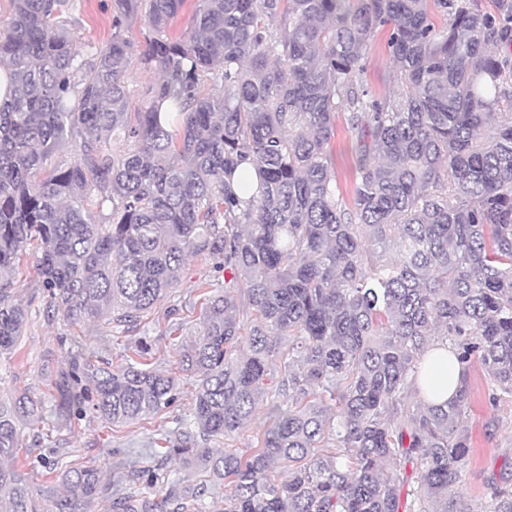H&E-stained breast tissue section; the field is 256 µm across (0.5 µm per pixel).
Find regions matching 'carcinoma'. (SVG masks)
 <instances>
[{
  "label": "carcinoma",
  "mask_w": 512,
  "mask_h": 512,
  "mask_svg": "<svg viewBox=\"0 0 512 512\" xmlns=\"http://www.w3.org/2000/svg\"><path fill=\"white\" fill-rule=\"evenodd\" d=\"M186 2L112 0L111 41L81 57L66 0H11L0 357L31 318L15 291L30 258L45 319L127 331L187 257L224 281L197 285L212 296L180 354L197 382L192 425L128 473L158 492H114L94 465L52 463L34 483L20 426L42 406L23 390L0 396V512H88L100 498L110 512H206L221 482L224 512H461L450 486L470 448L471 366L491 408L512 401V0H195L192 28L172 36ZM136 15L152 32L140 63L160 77L131 112ZM382 32L388 96L367 80ZM341 113L357 152L349 195L330 151ZM66 149L73 159L54 160ZM444 343L463 378L434 405L427 368ZM147 355L71 358L57 419L123 426L173 406L177 379ZM253 423L249 452L207 447ZM172 457L207 478L162 475ZM490 497L489 512H512V466Z\"/></svg>",
  "instance_id": "carcinoma-1"
}]
</instances>
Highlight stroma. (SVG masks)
Masks as SVG:
<instances>
[{
  "label": "stroma",
  "mask_w": 512,
  "mask_h": 512,
  "mask_svg": "<svg viewBox=\"0 0 512 512\" xmlns=\"http://www.w3.org/2000/svg\"><path fill=\"white\" fill-rule=\"evenodd\" d=\"M68 12L74 25L73 43L80 53L104 47L112 37V0H68ZM211 262L192 257L178 273V285L168 298L160 301L138 329L126 331L109 325L74 323L63 317L45 321L32 316L11 357L0 358V394L27 391L42 403L41 419L23 425L22 445L29 451L34 483L44 480L42 458L62 464L100 466L105 483L112 489L131 491L127 474L131 467L151 466L152 441L176 428L178 422H190L195 380L183 371L179 358L186 344L194 339L200 322L202 281L214 278ZM178 306L179 330L160 334L158 324L165 321L171 306ZM146 345L153 366L175 376L180 398L167 412L133 425L110 426L85 416L71 426L58 425L55 416L58 371L65 369L71 357L85 356L118 361L128 348ZM473 402L469 414L472 448L461 466L458 488L473 512H484L490 501L488 487L504 462H512V402L491 408L487 402L490 382L480 367L470 370ZM146 492V485L136 487Z\"/></svg>",
  "instance_id": "obj_1"
}]
</instances>
